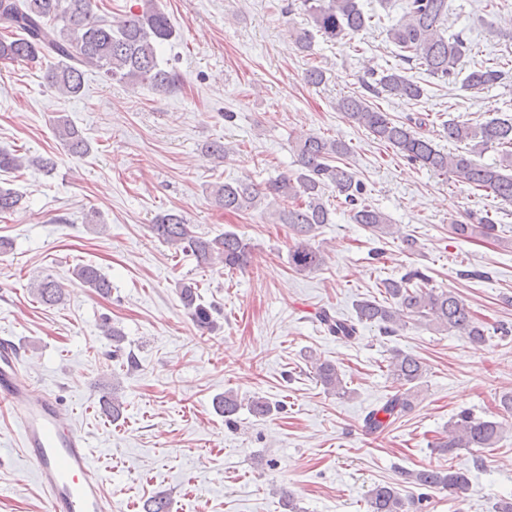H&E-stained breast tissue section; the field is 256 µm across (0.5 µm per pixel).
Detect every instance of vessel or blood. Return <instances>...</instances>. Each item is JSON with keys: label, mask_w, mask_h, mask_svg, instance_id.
I'll return each instance as SVG.
<instances>
[{"label": "vessel or blood", "mask_w": 512, "mask_h": 512, "mask_svg": "<svg viewBox=\"0 0 512 512\" xmlns=\"http://www.w3.org/2000/svg\"><path fill=\"white\" fill-rule=\"evenodd\" d=\"M0 405L8 407L21 446L48 503V512H112L85 439L72 430L61 401L19 376L17 350L0 342Z\"/></svg>", "instance_id": "1"}]
</instances>
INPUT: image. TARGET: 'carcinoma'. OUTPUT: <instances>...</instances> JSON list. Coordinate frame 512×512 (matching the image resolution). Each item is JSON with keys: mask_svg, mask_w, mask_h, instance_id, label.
<instances>
[{"mask_svg": "<svg viewBox=\"0 0 512 512\" xmlns=\"http://www.w3.org/2000/svg\"><path fill=\"white\" fill-rule=\"evenodd\" d=\"M303 6L307 26L291 30L303 52L309 51L317 35L329 42L353 37L366 30L371 22L360 0H303ZM447 16L448 0H403L402 16L390 26L388 35L403 52V62L414 61L430 74L453 81L459 75L457 65L470 47L460 34H443L441 25ZM0 29L13 33L10 38H0V61L19 64L46 57L56 59L57 64L47 79L53 88L68 97L82 94L89 68L131 87L140 85L168 91L179 82L176 72L162 67L158 58L159 48L175 36V29L156 0H141L139 11H131L117 22L97 15L94 0H0ZM372 74L376 75L373 92L377 94L416 101L425 94V89L402 71L374 70ZM503 74V70L494 66L480 65L468 72L462 85L473 92L482 91L497 84ZM336 110L408 161L455 183L487 191L505 202L512 201V117H493L475 126L455 120L443 124L450 142L471 143L475 149L500 150L499 162L487 165L463 152L447 153L438 149L425 134L390 118L363 95L340 98ZM55 130L70 154L84 156L90 152L89 141L67 118H58ZM294 151L296 171L282 173L262 186L246 181L216 185L210 191L214 204L226 212L240 213L256 208L263 200L282 202L275 216L278 223L288 225L293 232L288 264L299 272H310L325 264L324 253L312 245L311 237L318 226L331 223V210L323 199L324 190L330 186L350 206L353 223L363 225L379 238L393 234L387 216L362 200L363 183L341 162L348 153L344 142L308 134L295 141ZM26 164L49 172L54 161L43 156L25 159L0 149V172L17 170ZM21 205L22 197L18 193L0 187V215L11 214ZM151 230L175 251L192 255L199 266L212 268L221 264L233 271L244 268L250 259V243L237 233L225 231L212 238L199 236L177 211L156 215ZM451 232L459 238H492L496 224L485 216L478 224H453ZM74 274L98 295H111L112 282L97 267L79 265ZM415 279L421 280L423 275L416 271L399 280L384 282L386 300L357 302L354 320L340 319L327 312L322 313L320 320L339 339L355 336L359 325L365 323H374L387 334L394 333L402 327L403 318L416 316L428 326L454 332L471 342L485 341L486 327L474 319L469 307L454 291L424 288L413 283ZM35 293L48 306L64 299L62 285L50 276L37 284ZM178 296L199 329L218 328L214 308L202 301L196 285L181 283ZM387 368L396 390L367 415L366 425L372 432L383 430L389 420L412 410L411 389L424 373L419 358L398 350L392 354ZM314 369L326 392H346L335 365L317 361ZM214 404L227 423L232 422L242 406L231 391L216 397ZM123 409L124 403L114 386L112 395L103 401V413L116 421ZM502 430L503 423L464 411L448 427L446 436L435 442L434 448L442 455H452L461 448H492ZM401 476L417 486L446 490L450 494L461 492L469 485L467 475L451 465L446 469L431 466L417 471L403 470ZM415 506L417 502L405 501L395 487L386 483L375 485L367 495L368 512H409Z\"/></svg>", "mask_w": 512, "mask_h": 512, "instance_id": "1", "label": "carcinoma"}]
</instances>
